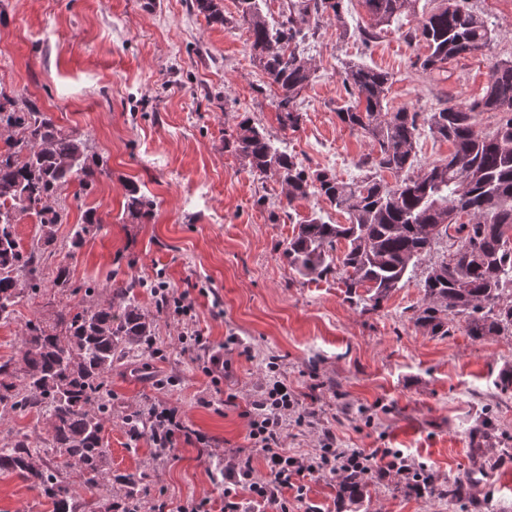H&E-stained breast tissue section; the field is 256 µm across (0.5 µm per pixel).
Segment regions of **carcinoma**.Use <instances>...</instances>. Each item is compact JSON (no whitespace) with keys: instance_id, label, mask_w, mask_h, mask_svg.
Segmentation results:
<instances>
[{"instance_id":"carcinoma-1","label":"carcinoma","mask_w":512,"mask_h":512,"mask_svg":"<svg viewBox=\"0 0 512 512\" xmlns=\"http://www.w3.org/2000/svg\"><path fill=\"white\" fill-rule=\"evenodd\" d=\"M237 2L238 22L249 33L253 59L278 90V121L284 129L297 130L303 119L297 100L314 75L297 46L314 37L326 13L341 19L342 0H288V11L275 26L263 13L262 0ZM416 2L362 0L370 17L364 39L375 37L376 30L403 13L415 11ZM194 4L210 23L227 24L221 0H194ZM404 38L425 43L428 54L420 67L434 70L450 58L483 52L493 41V30L466 0H441L423 12ZM390 79L388 72L362 64L345 70L344 85L352 102L337 117L372 145L361 162L370 173L351 184L326 170L306 172L295 156L275 146L263 128L248 120L236 133L224 131V147L246 159L251 170L278 174L288 188V203L319 196L348 215L346 224L312 217L298 225L283 252L297 274L319 278L339 267L346 299L361 297L362 288L377 307L452 228L457 248L420 282L424 304L415 324L446 335L448 322L461 316L474 339L512 332V60L491 68L481 99L469 104L450 99L423 118L430 134L451 143L453 151L417 174L413 170L419 113L387 109ZM484 112L500 115L490 132L478 128ZM89 151L88 139L58 126L36 102L28 99L19 107L16 99L0 92L1 320H9L23 298L41 291L36 254L54 244V227L63 222L54 207L57 196L75 180L88 188L105 174L104 168L87 164ZM374 170L392 173L395 184H384L372 174ZM125 208L139 217L150 215L134 184L128 186ZM23 215H34L41 224L40 244L28 252L14 233V224ZM464 215L466 222L461 221ZM100 223L97 212L87 210L73 245ZM340 243L345 249L338 256ZM129 292L118 286L107 300L93 302L96 289L85 288L88 301L70 315L64 335L30 321L20 366L13 370L8 361L0 365V411L43 406L51 450L94 488L106 479L103 430L112 364L132 349L152 347V321ZM0 472L14 473L27 482L51 501L53 512H74L58 472L43 465L40 451L28 437L19 436L10 447L0 448ZM120 482L124 493L114 508L135 512L141 479L126 476ZM364 486L362 476L349 475L339 484L338 495L353 502Z\"/></svg>"}]
</instances>
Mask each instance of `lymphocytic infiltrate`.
Wrapping results in <instances>:
<instances>
[{
	"mask_svg": "<svg viewBox=\"0 0 512 512\" xmlns=\"http://www.w3.org/2000/svg\"><path fill=\"white\" fill-rule=\"evenodd\" d=\"M244 416L248 422L250 452L235 450L224 457V497L220 504L210 498H191L176 505L175 512H242L243 501L267 502L277 505L280 512H290L293 503L304 501L306 477L336 476L363 473L383 477L392 473L424 493L431 479L426 468L406 465L400 451H392L386 465L376 463L377 455L355 448H340L332 432H324L321 448L314 456H296L282 448L285 422L295 418L304 422L299 399L283 382L266 387ZM146 420L149 437L159 453L170 452L178 436L187 430L176 408H150ZM261 454L268 469L264 477L254 475V454Z\"/></svg>",
	"mask_w": 512,
	"mask_h": 512,
	"instance_id": "lymphocytic-infiltrate-1",
	"label": "lymphocytic infiltrate"
}]
</instances>
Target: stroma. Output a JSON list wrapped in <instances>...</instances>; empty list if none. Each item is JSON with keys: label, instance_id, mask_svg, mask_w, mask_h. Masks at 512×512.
<instances>
[{"label": "stroma", "instance_id": "stroma-1", "mask_svg": "<svg viewBox=\"0 0 512 512\" xmlns=\"http://www.w3.org/2000/svg\"><path fill=\"white\" fill-rule=\"evenodd\" d=\"M495 38L482 55L448 60L425 71L421 42H407L418 14L434 0H418L404 15L365 41L369 24L361 0H344L341 16H325L305 46L315 79L299 97V130H282L277 90L253 61L246 30L237 24V0H223L226 25L209 24L192 0H0V86L32 99L63 129L91 142L87 162L107 170L94 186L71 183L57 206L65 213L56 241L41 259L43 290L0 322V364L17 361L27 321L55 326L84 301L134 283V295L153 322V349L131 352L109 376L111 413L105 422V472L142 477V503L151 506L204 496L220 499L224 454L249 445L243 412L269 379L286 383L312 426H287L282 445L312 454L331 429L341 448H393L433 477L425 494L390 475L372 479L360 505L340 500L337 479L315 477L307 498L320 512H512V335L467 336L455 318L447 335L415 325L423 305L420 282L449 254L441 239L380 306L350 303L340 272L309 279L282 256L299 224L328 212L322 198L288 201L274 172L251 171L225 149L224 133L251 120L304 166L327 169L344 182L363 175L358 162L369 141L337 117L347 106V64L388 71L387 108L427 113L454 98L467 103L487 89L491 66L512 60V0H469ZM137 183L152 204L150 218L125 212L126 186ZM103 222L79 247L71 238L86 209ZM70 269L66 288L53 284L58 264ZM166 282L194 303L193 319L178 322L160 311L154 287ZM227 370L207 374V351ZM238 342L225 346L227 336ZM235 405H227V394ZM163 403L177 408L192 429L208 437L178 441L172 460L160 462L148 437L131 438L127 415ZM492 429H484V420ZM46 452L45 414L0 412V448L16 434ZM469 486V499L452 502L449 481ZM51 504L16 475L0 472V512H51Z\"/></svg>", "mask_w": 512, "mask_h": 512}]
</instances>
